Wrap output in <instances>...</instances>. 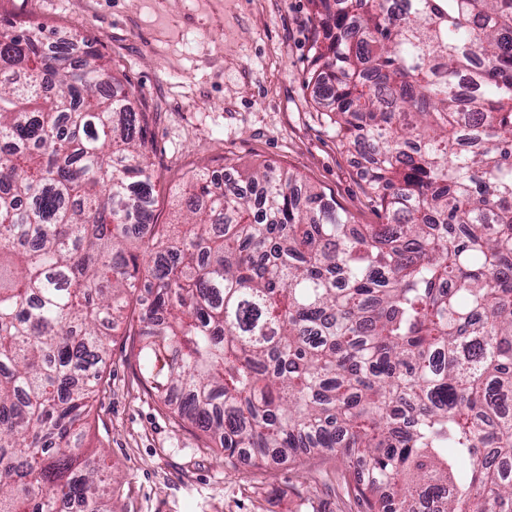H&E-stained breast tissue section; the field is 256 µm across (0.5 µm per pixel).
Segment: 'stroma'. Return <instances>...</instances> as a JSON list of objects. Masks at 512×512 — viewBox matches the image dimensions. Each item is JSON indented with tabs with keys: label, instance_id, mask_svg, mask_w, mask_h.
<instances>
[{
	"label": "stroma",
	"instance_id": "35a3bbf8",
	"mask_svg": "<svg viewBox=\"0 0 512 512\" xmlns=\"http://www.w3.org/2000/svg\"><path fill=\"white\" fill-rule=\"evenodd\" d=\"M0 17L94 39L142 96L157 223L173 221L184 173L228 162L300 175L358 223H381L307 80L318 30L308 0H0ZM131 347L125 325L115 327L88 417L115 512H361L336 456L225 465L195 425L144 391Z\"/></svg>",
	"mask_w": 512,
	"mask_h": 512
}]
</instances>
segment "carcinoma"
<instances>
[{
	"label": "carcinoma",
	"mask_w": 512,
	"mask_h": 512,
	"mask_svg": "<svg viewBox=\"0 0 512 512\" xmlns=\"http://www.w3.org/2000/svg\"><path fill=\"white\" fill-rule=\"evenodd\" d=\"M309 82L381 224L270 164L154 222L150 121L77 32L0 23V512H114L122 320L236 465L336 453L366 512H512V0H310Z\"/></svg>",
	"instance_id": "cac0c4a2"
}]
</instances>
